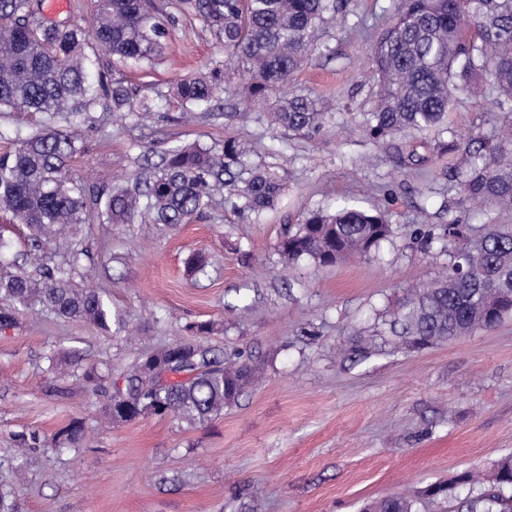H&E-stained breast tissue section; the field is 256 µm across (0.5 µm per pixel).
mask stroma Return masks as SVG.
Here are the masks:
<instances>
[{
	"label": "stroma",
	"instance_id": "35a3bbf8",
	"mask_svg": "<svg viewBox=\"0 0 512 512\" xmlns=\"http://www.w3.org/2000/svg\"><path fill=\"white\" fill-rule=\"evenodd\" d=\"M171 36L154 66L98 54L95 74L119 79L159 107L125 117L103 100L80 129L69 162L91 190L130 185L172 141L222 151L226 137L251 147L253 164L274 172L283 195L259 221L216 205L190 223L86 224L87 274L137 329L115 336L79 319L17 313L0 329V458L14 436L46 437L80 420L93 425L103 402L83 381L45 373L48 355L120 374L175 339L194 340L210 323L216 353L237 350L259 367L254 385L213 420L191 425L150 415L113 425L77 451L41 448L24 479L0 468L18 512H360L400 494L418 512H461L471 469L492 477L512 457V319L424 350L395 347L396 304L442 272L446 257L414 243L411 224H512V212L462 199L448 172L464 165L465 143L494 137L493 96L457 95L448 131L373 142L350 132L372 106L367 49L394 15V0H349L345 20L321 26V40L292 75L290 92L332 103L325 135L304 139L275 125L243 91L219 95L211 111L184 115L175 84L224 65V42L197 0H157ZM417 154L410 164L409 154ZM352 200L387 209L394 233L378 255L334 266H285L278 243L312 210ZM201 258L204 273L192 261ZM318 334L300 335L304 325ZM365 339L367 356L354 355ZM434 483L448 487L429 500Z\"/></svg>",
	"mask_w": 512,
	"mask_h": 512
}]
</instances>
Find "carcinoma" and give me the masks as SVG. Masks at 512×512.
Returning a JSON list of instances; mask_svg holds the SVG:
<instances>
[{"label": "carcinoma", "mask_w": 512, "mask_h": 512, "mask_svg": "<svg viewBox=\"0 0 512 512\" xmlns=\"http://www.w3.org/2000/svg\"><path fill=\"white\" fill-rule=\"evenodd\" d=\"M346 0H198L210 27L224 39V69L182 79L175 95L186 107L202 108L243 80L247 98L277 96L275 123L304 136L324 130L326 112L304 96L288 94L291 75L317 48L320 23L345 18ZM170 37L169 23L152 0H97L92 26L47 22L39 0H0V112L35 116L49 123L0 154V210L30 231V250L15 270L0 275V326L15 322L13 311L40 307L58 317L81 318L97 327L127 332L130 321L112 312L106 290L82 273L86 251L77 225L186 224L216 203L258 214L274 206L283 184L268 169L249 164L247 147L224 140L217 154L200 145L170 147L149 175L133 185L91 194L73 176L68 160L79 151L76 132L101 98L112 111H134L132 93L119 81L107 86L88 76V50L151 67ZM376 84L372 109L358 124L363 136L384 141L407 132L442 130L455 96L495 94L500 132L491 142L468 141V167L448 171L468 200L512 211V0H397L393 20L367 51ZM393 234L382 210L347 202L332 214L308 213L288 230L279 251L290 266L302 261L335 265L350 256H370ZM411 236L426 249L448 253L446 272L413 291L399 305L391 332L401 344L427 348L492 328L512 317V225L475 227L450 219L417 224ZM68 258L47 261L59 239ZM198 339L175 340L152 352L123 376V385H101L94 366L82 377L105 400L97 428L147 415H173L204 423L234 403L255 377L242 351L219 356L205 338L210 325L191 326ZM91 431L76 420L48 441L38 432L15 435L16 452L6 459L17 476L36 448H85ZM512 459L497 466L495 487L466 497V512H512ZM363 512H417L398 495L379 499Z\"/></svg>", "instance_id": "carcinoma-1"}]
</instances>
